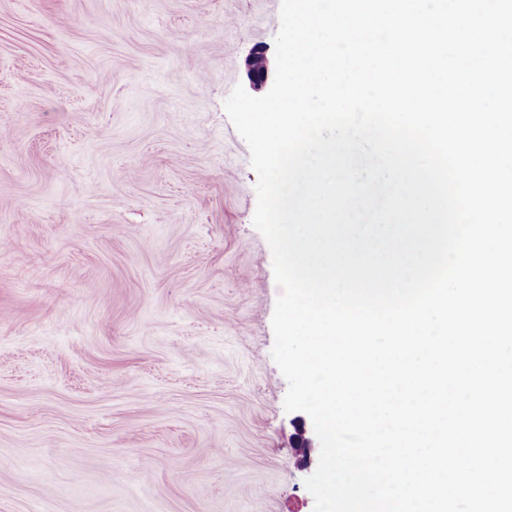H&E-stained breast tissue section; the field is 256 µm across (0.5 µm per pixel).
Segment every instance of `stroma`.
<instances>
[{"label": "stroma", "instance_id": "stroma-1", "mask_svg": "<svg viewBox=\"0 0 512 512\" xmlns=\"http://www.w3.org/2000/svg\"><path fill=\"white\" fill-rule=\"evenodd\" d=\"M280 5L0 0V512H314L225 110Z\"/></svg>", "mask_w": 512, "mask_h": 512}]
</instances>
